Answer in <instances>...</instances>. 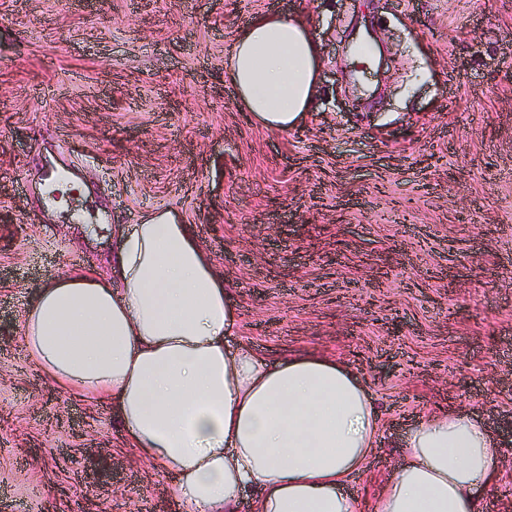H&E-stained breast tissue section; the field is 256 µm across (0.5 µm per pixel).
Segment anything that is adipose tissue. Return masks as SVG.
I'll list each match as a JSON object with an SVG mask.
<instances>
[{
    "label": "adipose tissue",
    "instance_id": "obj_1",
    "mask_svg": "<svg viewBox=\"0 0 512 512\" xmlns=\"http://www.w3.org/2000/svg\"><path fill=\"white\" fill-rule=\"evenodd\" d=\"M319 43L301 16L262 13L234 37L224 76L272 131L314 109ZM235 305L190 225L168 210L112 230L104 271L48 279L23 342L58 387L111 403L130 445L171 479L182 512H355L347 491L379 445L381 414L353 371L230 347ZM373 512H482L502 450L465 412L427 416Z\"/></svg>",
    "mask_w": 512,
    "mask_h": 512
}]
</instances>
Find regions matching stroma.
Returning <instances> with one entry per match:
<instances>
[{"mask_svg":"<svg viewBox=\"0 0 512 512\" xmlns=\"http://www.w3.org/2000/svg\"><path fill=\"white\" fill-rule=\"evenodd\" d=\"M308 14L323 67L272 132L224 77L239 27ZM372 29L383 62L347 44ZM82 180L69 211L48 175ZM0 512H159L167 478L111 405L47 381L22 340L45 280L103 270L110 226L191 224L236 302L233 344L348 365L383 441L357 512L423 416L512 420V0H0Z\"/></svg>","mask_w":512,"mask_h":512,"instance_id":"1","label":"stroma"}]
</instances>
